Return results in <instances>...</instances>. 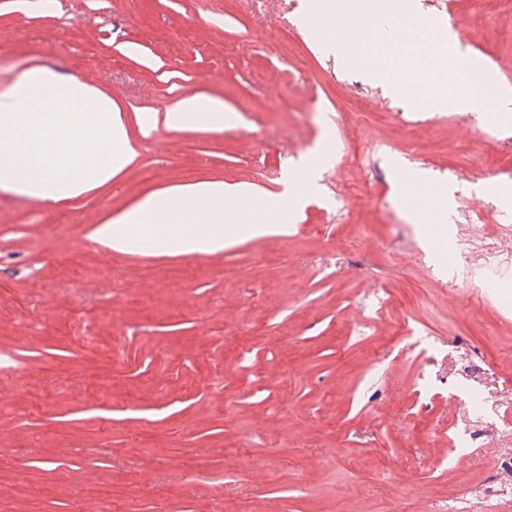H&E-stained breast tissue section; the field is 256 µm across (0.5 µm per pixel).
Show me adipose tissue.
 I'll list each match as a JSON object with an SVG mask.
<instances>
[{"mask_svg": "<svg viewBox=\"0 0 512 512\" xmlns=\"http://www.w3.org/2000/svg\"><path fill=\"white\" fill-rule=\"evenodd\" d=\"M390 42L384 9L321 38L329 53L350 48L352 59L369 67L382 65L376 50ZM234 121L221 101L197 94L164 113H144L141 123L147 133L160 123L182 129ZM136 155L111 97L91 82L36 67L0 90V186L55 205L110 183ZM287 203L221 182L177 186L98 225L92 238L125 253L215 254L228 243L225 225L243 236L267 234Z\"/></svg>", "mask_w": 512, "mask_h": 512, "instance_id": "adipose-tissue-1", "label": "adipose tissue"}]
</instances>
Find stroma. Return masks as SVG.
<instances>
[{"mask_svg":"<svg viewBox=\"0 0 512 512\" xmlns=\"http://www.w3.org/2000/svg\"><path fill=\"white\" fill-rule=\"evenodd\" d=\"M38 2L0 0V89L36 66L93 81L138 155L57 205L0 187V512H98L88 486L112 512H445L494 458L448 445L464 393L419 383L470 359L495 369L476 388L512 380V287L444 262L468 225L512 237V112L390 94L381 71L321 49L313 0ZM409 2L461 39L409 78L445 88L476 58L512 86V10ZM195 93L235 126L142 133L143 113ZM420 170L442 221L407 200ZM290 179L284 235L214 255L90 238L176 185L273 196ZM376 288L379 316L362 304ZM405 321L434 347L391 342ZM471 419L512 448V405Z\"/></svg>","mask_w":512,"mask_h":512,"instance_id":"obj_1","label":"stroma"}]
</instances>
